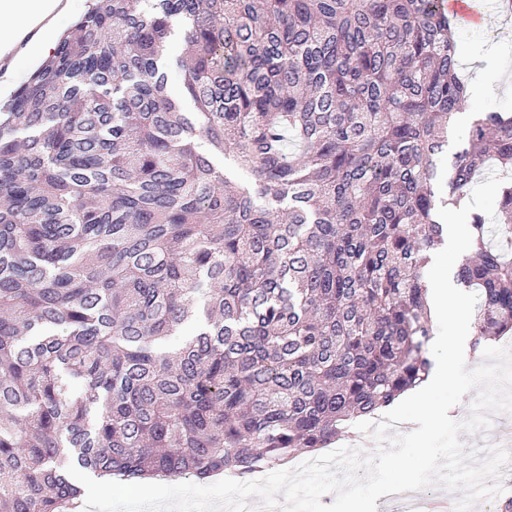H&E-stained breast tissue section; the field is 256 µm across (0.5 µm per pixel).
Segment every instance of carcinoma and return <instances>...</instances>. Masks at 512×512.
I'll use <instances>...</instances> for the list:
<instances>
[{
    "mask_svg": "<svg viewBox=\"0 0 512 512\" xmlns=\"http://www.w3.org/2000/svg\"><path fill=\"white\" fill-rule=\"evenodd\" d=\"M457 25L442 0H91L0 104V512L79 503L70 463L246 478L425 379L445 214L512 168L497 111L438 168ZM499 196L454 273L476 351L512 331Z\"/></svg>",
    "mask_w": 512,
    "mask_h": 512,
    "instance_id": "cac0c4a2",
    "label": "carcinoma"
}]
</instances>
